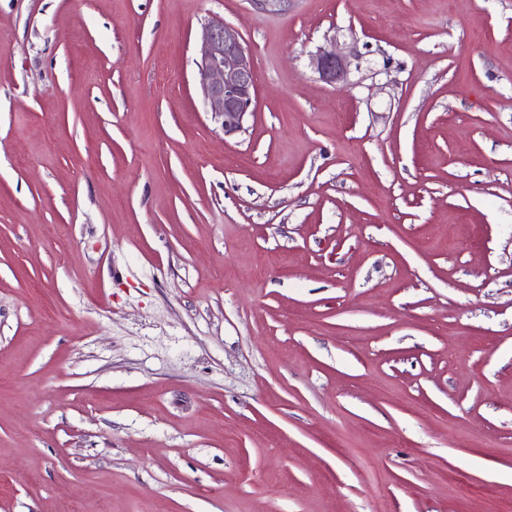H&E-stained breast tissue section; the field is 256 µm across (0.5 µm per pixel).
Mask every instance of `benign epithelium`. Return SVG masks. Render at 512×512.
<instances>
[{
  "label": "benign epithelium",
  "mask_w": 512,
  "mask_h": 512,
  "mask_svg": "<svg viewBox=\"0 0 512 512\" xmlns=\"http://www.w3.org/2000/svg\"><path fill=\"white\" fill-rule=\"evenodd\" d=\"M196 64L206 112L224 135L243 131L256 89L248 49L224 22L211 21L204 26ZM313 65L321 80L331 86L347 79L348 61L333 50L318 53Z\"/></svg>",
  "instance_id": "7a95c632"
}]
</instances>
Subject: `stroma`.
Masks as SVG:
<instances>
[{
    "label": "stroma",
    "instance_id": "35a3bbf8",
    "mask_svg": "<svg viewBox=\"0 0 512 512\" xmlns=\"http://www.w3.org/2000/svg\"><path fill=\"white\" fill-rule=\"evenodd\" d=\"M0 512H512V0H0ZM196 64L206 112L224 136L243 131L256 89L248 49L223 21H211L204 26ZM313 65L326 84L336 86L344 83L348 75V61L336 51H321L313 59Z\"/></svg>",
    "mask_w": 512,
    "mask_h": 512
}]
</instances>
